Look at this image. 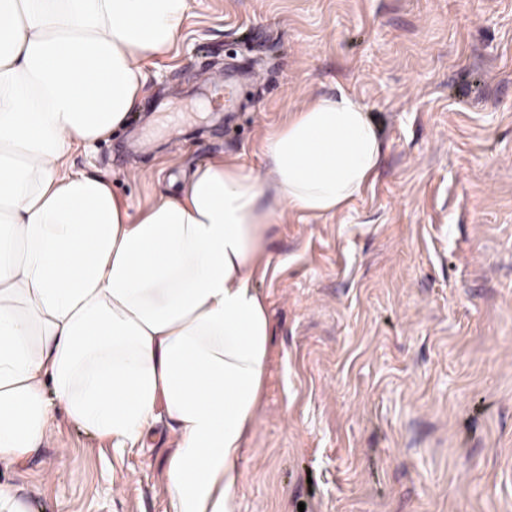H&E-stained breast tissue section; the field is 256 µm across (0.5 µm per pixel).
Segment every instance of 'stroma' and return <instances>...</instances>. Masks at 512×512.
Returning a JSON list of instances; mask_svg holds the SVG:
<instances>
[{"label": "stroma", "mask_w": 512, "mask_h": 512, "mask_svg": "<svg viewBox=\"0 0 512 512\" xmlns=\"http://www.w3.org/2000/svg\"><path fill=\"white\" fill-rule=\"evenodd\" d=\"M125 127L79 149L132 210L309 98L385 149L346 209L268 238L273 356L235 512H512V0H192ZM167 420L120 447L57 409L0 486L31 512H169Z\"/></svg>", "instance_id": "obj_1"}]
</instances>
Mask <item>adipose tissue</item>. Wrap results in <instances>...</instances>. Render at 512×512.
Returning a JSON list of instances; mask_svg holds the SVG:
<instances>
[{
  "label": "adipose tissue",
  "instance_id": "1",
  "mask_svg": "<svg viewBox=\"0 0 512 512\" xmlns=\"http://www.w3.org/2000/svg\"><path fill=\"white\" fill-rule=\"evenodd\" d=\"M189 0H0V463L55 418L117 444L159 416L179 443L171 512H234L236 461L260 407L272 329L255 272L286 213L332 215L384 143L342 93L294 111L267 168L193 167L132 211L104 175L69 171L146 93V63L183 36Z\"/></svg>",
  "mask_w": 512,
  "mask_h": 512
}]
</instances>
